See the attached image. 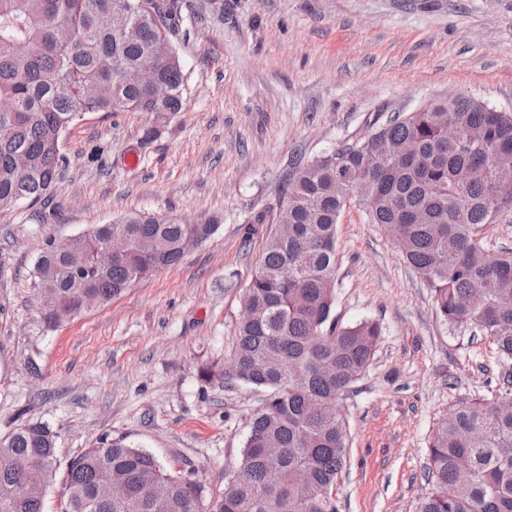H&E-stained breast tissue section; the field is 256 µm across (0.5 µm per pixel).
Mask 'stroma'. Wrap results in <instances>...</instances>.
Returning <instances> with one entry per match:
<instances>
[{
    "label": "stroma",
    "mask_w": 512,
    "mask_h": 512,
    "mask_svg": "<svg viewBox=\"0 0 512 512\" xmlns=\"http://www.w3.org/2000/svg\"><path fill=\"white\" fill-rule=\"evenodd\" d=\"M193 4L169 36L182 112L85 115L63 138L67 168L48 204L0 208V437L46 422L62 467L102 438L123 439L209 497L235 475L265 392L199 370L223 368L232 352L292 167L433 100L512 111V0H224L220 18L208 0ZM151 125L157 136L139 148ZM138 211L219 225L175 266L45 329L34 288L45 241ZM335 315L383 332L337 401L350 431L341 512H414L437 420L490 398L512 360L451 332L358 207L337 226Z\"/></svg>",
    "instance_id": "1"
}]
</instances>
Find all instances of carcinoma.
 Returning a JSON list of instances; mask_svg holds the SVG:
<instances>
[{"instance_id":"1","label":"carcinoma","mask_w":512,"mask_h":512,"mask_svg":"<svg viewBox=\"0 0 512 512\" xmlns=\"http://www.w3.org/2000/svg\"><path fill=\"white\" fill-rule=\"evenodd\" d=\"M0 0V207L50 197L67 159L65 133L89 113L183 109L180 59L157 66L171 95L157 103L134 75L164 37L181 27L191 5L165 0ZM446 105L450 112H433ZM457 125L461 138L442 132ZM512 155V113L466 97L399 113L371 137L343 143L295 168L283 191L288 207L271 234L243 297L224 369L207 379L239 380L270 391L250 422L237 474L202 500L194 481L169 473L150 453L122 439L104 440L66 465L59 512H340L336 483L349 450L337 398L369 367L381 336L372 320L342 325L336 301V231L360 199L370 224L400 228L399 251L431 290L451 328L490 339L512 359V250L489 253L478 230L512 208L496 182L512 171L493 165ZM218 220L184 224L166 213L139 212L78 234L88 258L67 264L66 247L49 239L35 265V288L59 299L47 329L109 302L137 280L176 265L182 241L207 240ZM123 233L125 257L93 267L104 237ZM56 433L28 420L0 437V512H44L38 490L56 480ZM122 498L102 501L112 477ZM425 493L414 512H512V392L458 405L437 422L424 469Z\"/></svg>"}]
</instances>
